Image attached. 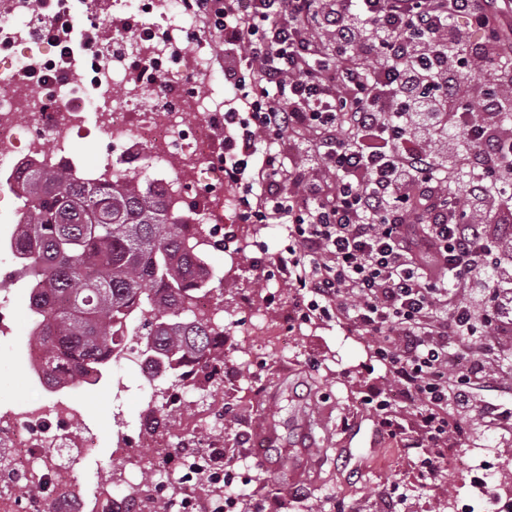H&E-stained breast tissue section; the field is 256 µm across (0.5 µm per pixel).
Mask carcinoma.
<instances>
[{"mask_svg": "<svg viewBox=\"0 0 512 512\" xmlns=\"http://www.w3.org/2000/svg\"><path fill=\"white\" fill-rule=\"evenodd\" d=\"M19 180L28 207L12 245L40 283L29 296L30 346L53 358L42 368L49 389L98 384L127 336L153 368L163 362L173 385L224 361V330L196 320L190 305L224 284L210 285L180 216L151 183L120 170L110 184H90L58 168Z\"/></svg>", "mask_w": 512, "mask_h": 512, "instance_id": "carcinoma-1", "label": "carcinoma"}]
</instances>
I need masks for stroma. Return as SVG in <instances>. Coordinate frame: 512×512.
I'll use <instances>...</instances> for the list:
<instances>
[{
  "label": "stroma",
  "instance_id": "35a3bbf8",
  "mask_svg": "<svg viewBox=\"0 0 512 512\" xmlns=\"http://www.w3.org/2000/svg\"><path fill=\"white\" fill-rule=\"evenodd\" d=\"M288 244L277 222L224 226L222 242L203 257L225 270L224 292L215 301L226 311L224 382L213 395L194 396L192 404L170 419L161 438L178 443L187 429L223 435L224 465L237 469L241 512H448V497L463 490L465 512H487L484 497L473 492L475 473L453 467L425 481L422 458L433 449L418 433L419 406H400L403 434L389 436L370 415L368 399L389 397L393 381L373 355L370 340L333 318L298 317L302 293L283 273L269 274L266 255ZM12 313L14 343H0V402L38 396L28 373L24 344L32 326L26 290L12 285L0 295ZM262 309L270 321L288 317L285 346L260 348L259 338L244 335V304ZM84 423L95 447L74 463L75 476L88 496L101 490L102 472L113 474V495H125L132 480L128 459L115 451L118 432L137 434L151 400L141 373L112 366L94 387L81 388ZM274 416L278 439L263 454L246 442L254 429ZM484 448L485 464L512 470V429H492L472 421L457 445L460 456ZM307 448H322L326 459L317 475L292 480Z\"/></svg>",
  "mask_w": 512,
  "mask_h": 512
}]
</instances>
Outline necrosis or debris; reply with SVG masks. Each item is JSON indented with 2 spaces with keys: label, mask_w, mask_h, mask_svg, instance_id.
<instances>
[{
  "label": "necrosis or debris",
  "mask_w": 512,
  "mask_h": 512,
  "mask_svg": "<svg viewBox=\"0 0 512 512\" xmlns=\"http://www.w3.org/2000/svg\"><path fill=\"white\" fill-rule=\"evenodd\" d=\"M140 2L131 13L127 0H112L119 31L111 44L95 45L102 64L88 98L71 85L64 65L44 72L57 49L49 38L31 34L40 14L25 0H0V203L10 223H19L24 210L17 169L69 163L70 146L91 118L110 148L94 167L76 169L77 178L103 181L120 165H131L164 188L186 224L204 225L206 237L216 238L235 219L232 197L194 192L203 175L224 173L222 146L213 135L221 113L211 104L212 88L199 83L211 60L203 53L179 59L176 49L191 30L182 0ZM119 80L121 97L113 93ZM189 111L198 117L191 126L184 123ZM83 414V402L68 390L0 406V472L33 488L25 498L1 490L0 512H68L74 500L91 512L92 503L73 487L72 468L60 461L61 449L83 455L94 448L90 433L79 428ZM160 456L181 472L174 501L179 512H209L211 502L199 486L224 476L219 442L195 432Z\"/></svg>",
  "instance_id": "obj_1"
}]
</instances>
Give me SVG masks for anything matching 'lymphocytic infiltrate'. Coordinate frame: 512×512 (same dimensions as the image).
Here are the masks:
<instances>
[{
  "label": "lymphocytic infiltrate",
  "instance_id": "f902f5d3",
  "mask_svg": "<svg viewBox=\"0 0 512 512\" xmlns=\"http://www.w3.org/2000/svg\"><path fill=\"white\" fill-rule=\"evenodd\" d=\"M203 2L224 44V176L239 218L285 224L273 263L304 291V316L371 337L421 406L437 448L421 466L435 477L464 418L512 427L511 406L473 396L512 335V60L494 25L512 0ZM298 128L318 134L332 194L286 165Z\"/></svg>",
  "mask_w": 512,
  "mask_h": 512
}]
</instances>
